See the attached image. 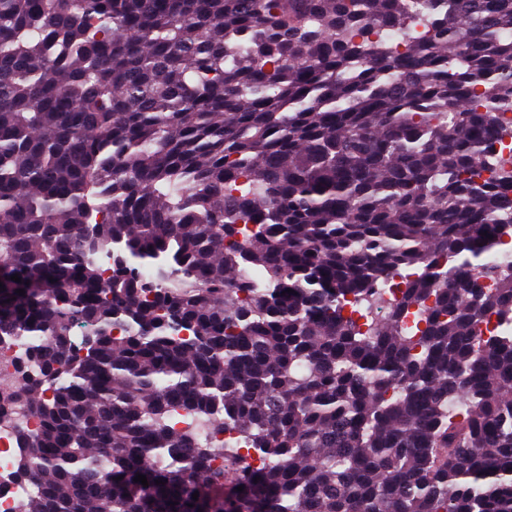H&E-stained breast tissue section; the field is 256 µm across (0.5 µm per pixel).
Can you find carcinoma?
Instances as JSON below:
<instances>
[{"label":"carcinoma","mask_w":512,"mask_h":512,"mask_svg":"<svg viewBox=\"0 0 512 512\" xmlns=\"http://www.w3.org/2000/svg\"><path fill=\"white\" fill-rule=\"evenodd\" d=\"M507 112L512 0H0L15 512H512Z\"/></svg>","instance_id":"cac0c4a2"}]
</instances>
